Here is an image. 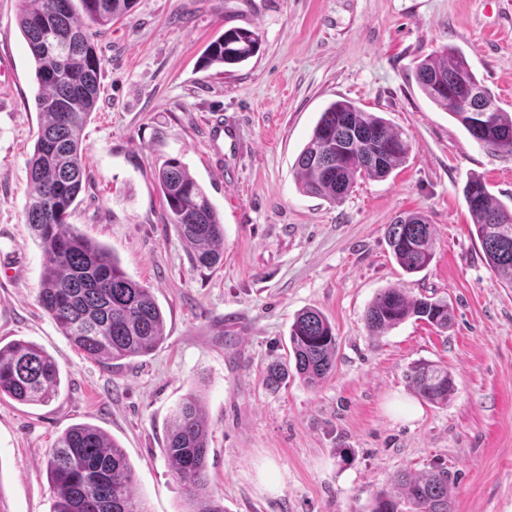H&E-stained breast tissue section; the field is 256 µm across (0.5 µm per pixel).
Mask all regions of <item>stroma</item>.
<instances>
[{
	"label": "stroma",
	"mask_w": 512,
	"mask_h": 512,
	"mask_svg": "<svg viewBox=\"0 0 512 512\" xmlns=\"http://www.w3.org/2000/svg\"><path fill=\"white\" fill-rule=\"evenodd\" d=\"M235 27L258 32L259 52L203 67L207 45ZM94 42L100 91L69 222L151 288L166 337L107 367L37 302L41 251L23 209L41 114L18 0H0V341L38 344L61 370L50 404L0 398V512H50L43 462L83 422L123 448L150 512H186L164 448L191 391L225 512H371L395 473L434 467L452 479L455 512H512V288L490 270L463 193L476 175L512 208V154L478 144L415 80L421 60L456 47L512 113V0H136ZM341 99L403 130L411 149L388 177L332 203L299 191L295 163ZM171 158L224 222L218 266L197 267L167 222L154 171ZM412 212L432 224L435 256L409 274L385 229ZM391 287L447 299L451 327L411 318L371 336L366 309ZM307 308L334 326L336 366L318 387L292 376L267 389L263 372L287 359ZM420 360L453 376L447 404L409 385Z\"/></svg>",
	"instance_id": "35a3bbf8"
}]
</instances>
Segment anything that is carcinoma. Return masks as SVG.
Wrapping results in <instances>:
<instances>
[{"instance_id":"obj_1","label":"carcinoma","mask_w":512,"mask_h":512,"mask_svg":"<svg viewBox=\"0 0 512 512\" xmlns=\"http://www.w3.org/2000/svg\"><path fill=\"white\" fill-rule=\"evenodd\" d=\"M135 0H22L18 25L35 65V100L43 116L28 161L26 223L42 253L38 303L61 333L86 358L107 365L150 354L164 341V318L151 288L132 280L107 248L68 223L86 181L83 133L99 97L102 59L94 38L112 21L128 15ZM260 48L257 32L231 28L212 41L203 64H239ZM416 79L423 94L448 112L480 145L512 152V113L496 106L475 133L473 117L459 112L448 91L477 90L492 96L465 57L451 47L423 59ZM410 144L384 118L350 100L331 103L321 113L296 161L303 193L336 203L360 179H383L406 160ZM169 223L204 268L224 254L220 214L184 164L168 161L155 174ZM464 196L475 235L498 281L512 287V250L501 248L502 233L512 232V209L497 202L485 181L471 177ZM386 238L397 264L408 273L425 269L434 257L432 225L419 213L398 217ZM446 330L452 323L448 301L411 298L400 288H385L368 307L365 321L380 336L409 318ZM288 358L304 384L314 387L334 369L336 333L325 314L304 310L289 333ZM288 379V363L275 361L265 384L276 390ZM412 388L427 402L444 404L455 389L448 369L428 361L410 368ZM60 384V367L40 346L15 340L0 345V397L22 404H47ZM208 424L200 395L191 392L172 412L165 453L174 477L186 491L189 512H224L223 499L209 489ZM45 468L54 490L50 512H149L134 489L135 474L121 446L90 423L67 428L47 457ZM397 496L384 491L371 512H454L448 471L438 469L395 475Z\"/></svg>"}]
</instances>
